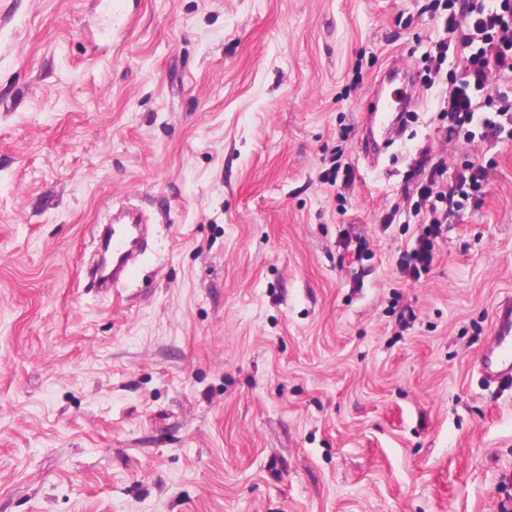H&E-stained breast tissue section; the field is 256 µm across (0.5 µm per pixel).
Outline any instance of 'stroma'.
I'll list each match as a JSON object with an SVG mask.
<instances>
[{
  "mask_svg": "<svg viewBox=\"0 0 512 512\" xmlns=\"http://www.w3.org/2000/svg\"><path fill=\"white\" fill-rule=\"evenodd\" d=\"M433 6L134 0L107 42L94 0H0V512H512V388L479 367L512 137L446 133ZM390 68L416 102L372 157ZM427 148L486 179L413 280ZM109 201L166 220L102 291Z\"/></svg>",
  "mask_w": 512,
  "mask_h": 512,
  "instance_id": "1",
  "label": "stroma"
}]
</instances>
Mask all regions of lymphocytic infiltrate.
Here are the masks:
<instances>
[{
    "label": "lymphocytic infiltrate",
    "mask_w": 512,
    "mask_h": 512,
    "mask_svg": "<svg viewBox=\"0 0 512 512\" xmlns=\"http://www.w3.org/2000/svg\"><path fill=\"white\" fill-rule=\"evenodd\" d=\"M445 13L437 22L443 30L426 56L429 80L439 77L448 58L449 34L460 36V50L468 56L464 78L440 92L439 112L447 120L449 132H456L474 120H481L488 134H498L500 117L506 109H498L496 116L482 112L477 99L484 90L489 71L512 75V0H501L500 6H485L483 0H463L455 4L446 0ZM448 167L443 158L423 151L416 164L418 183L415 192L416 209L424 210L427 226L410 249L400 253L396 265L405 274L417 277L429 271L435 259V242L448 219V211L456 203V189L449 186L445 174Z\"/></svg>",
    "instance_id": "obj_1"
}]
</instances>
